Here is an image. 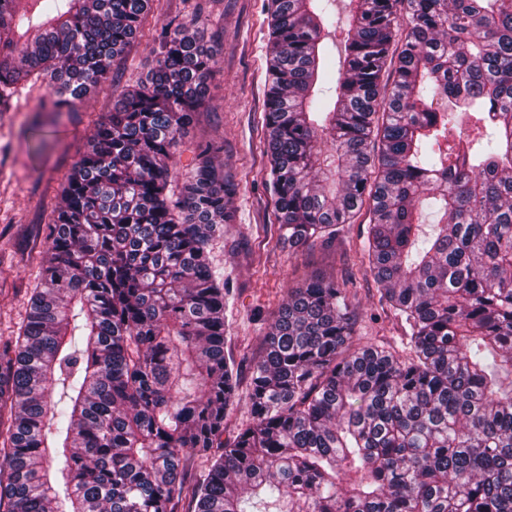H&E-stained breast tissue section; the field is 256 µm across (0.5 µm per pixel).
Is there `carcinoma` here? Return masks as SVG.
<instances>
[{
    "instance_id": "cac0c4a2",
    "label": "carcinoma",
    "mask_w": 512,
    "mask_h": 512,
    "mask_svg": "<svg viewBox=\"0 0 512 512\" xmlns=\"http://www.w3.org/2000/svg\"><path fill=\"white\" fill-rule=\"evenodd\" d=\"M154 2L0 0V103L42 76L53 112L103 90ZM329 2L269 0L268 185L291 246L368 210L361 262L408 353L353 344L345 283L290 288L221 441L238 364L207 246L234 189L208 147L167 193L219 43L157 30L0 340V512H512V0H348L324 89Z\"/></svg>"
}]
</instances>
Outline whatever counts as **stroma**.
I'll use <instances>...</instances> for the list:
<instances>
[{"instance_id": "stroma-1", "label": "stroma", "mask_w": 512, "mask_h": 512, "mask_svg": "<svg viewBox=\"0 0 512 512\" xmlns=\"http://www.w3.org/2000/svg\"><path fill=\"white\" fill-rule=\"evenodd\" d=\"M161 22L201 19L223 38L209 84L208 102L186 129L171 169L174 184L197 161L199 145H219L224 180L235 188L230 220L208 246L223 274L224 349L239 366L238 396L224 419V441L250 420V372L264 349L272 312L287 289L310 278L347 280L353 295L354 342L404 354L400 318L382 308L372 276L355 253L367 236L364 214L344 225L332 247L289 246L268 188L265 90L269 26L264 0H160ZM150 37L115 62L108 85L133 86L154 65ZM45 83L19 85L9 110L0 112V336L17 335L48 248L49 218L60 186L87 148L95 122L112 109L102 93L87 95L69 112L44 106Z\"/></svg>"}]
</instances>
